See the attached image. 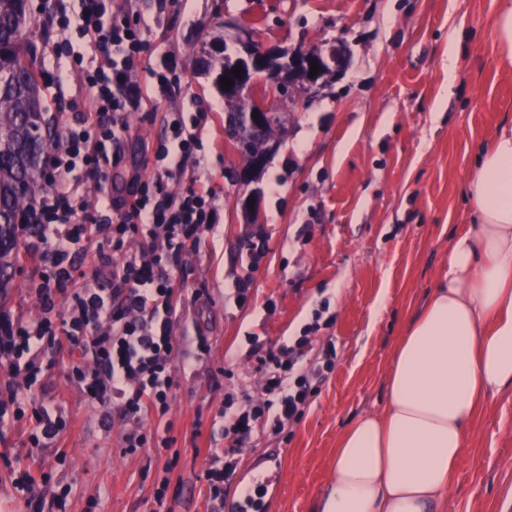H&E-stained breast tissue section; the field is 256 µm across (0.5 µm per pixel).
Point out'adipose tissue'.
<instances>
[{
    "label": "adipose tissue",
    "mask_w": 512,
    "mask_h": 512,
    "mask_svg": "<svg viewBox=\"0 0 512 512\" xmlns=\"http://www.w3.org/2000/svg\"><path fill=\"white\" fill-rule=\"evenodd\" d=\"M476 225L397 341L385 402L340 436L316 512H440L479 406L512 388V121L479 148Z\"/></svg>",
    "instance_id": "ef3b65f1"
}]
</instances>
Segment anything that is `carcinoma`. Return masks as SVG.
I'll return each mask as SVG.
<instances>
[{
	"instance_id": "obj_1",
	"label": "carcinoma",
	"mask_w": 512,
	"mask_h": 512,
	"mask_svg": "<svg viewBox=\"0 0 512 512\" xmlns=\"http://www.w3.org/2000/svg\"><path fill=\"white\" fill-rule=\"evenodd\" d=\"M28 0H0V294L11 286L19 239L15 215L36 191L54 139L47 133L43 89L31 52ZM200 69L229 76L230 57L202 51Z\"/></svg>"
}]
</instances>
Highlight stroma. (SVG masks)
<instances>
[{
	"instance_id": "obj_1",
	"label": "stroma",
	"mask_w": 512,
	"mask_h": 512,
	"mask_svg": "<svg viewBox=\"0 0 512 512\" xmlns=\"http://www.w3.org/2000/svg\"><path fill=\"white\" fill-rule=\"evenodd\" d=\"M496 0H190L180 13L141 10L152 31L137 77L164 53L177 56L184 85L170 102L184 113L208 112L199 156L202 179L222 188L223 212L200 254L178 279L185 297L178 333L206 336L210 353L195 371L174 370L165 416L144 428L171 437L168 448L121 453L128 426L118 406L87 400L69 378L68 342L54 349L45 401L72 426L49 449L24 447L19 427L0 426V512H237L245 489L265 485L258 512H313L333 475L339 435L360 414L384 404L393 345L448 262V240L472 225L466 178L474 148L512 120V66L496 58ZM254 30L273 48L326 49L342 43L345 65L318 92L282 110L278 149L250 186L236 178L245 161L224 149V100L202 74L201 48L230 40L224 19ZM462 52L448 67V34ZM164 133L160 113H132L126 161L115 185L143 167L147 145ZM263 239L253 260L248 240ZM36 260L21 256L0 309L32 320L27 288ZM253 279L238 303L236 282ZM319 322L314 351L331 350L332 370L314 381L303 417L281 433H257L235 473L213 498L208 449L225 447L226 393L262 399L256 350L294 345ZM32 478L31 495L14 481ZM169 486L163 499L154 491ZM442 512H512V390L492 396L473 422Z\"/></svg>"
}]
</instances>
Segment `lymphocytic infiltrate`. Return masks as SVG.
Segmentation results:
<instances>
[{"mask_svg":"<svg viewBox=\"0 0 512 512\" xmlns=\"http://www.w3.org/2000/svg\"><path fill=\"white\" fill-rule=\"evenodd\" d=\"M138 0H78L68 14L54 0L39 47L53 59L42 72L53 111L55 143L42 181L19 210L17 225L39 274L29 288L40 316L31 322L0 312V364L10 377L0 382V426L26 423L24 443L54 447L69 421L50 404L35 403L49 369L47 357L60 339L78 354L69 378L100 405L118 404L132 426L122 452L135 455L171 440L140 425L148 413L166 414L173 398L175 366L192 369L210 348L205 336H179L174 317L182 294L173 280L190 255L199 253L220 218L221 193L202 181L191 161L203 148L205 114L166 112L165 133L151 147L153 165L122 188H109L110 175L125 158L130 113L144 104L160 107L181 88L176 56L163 55L152 70V89L135 73L151 31ZM83 50H75V42ZM78 93H68L69 80ZM182 181V190L169 188ZM96 243L89 252L88 243ZM266 404L224 402L223 463L207 469L213 495L238 465L241 447L256 428L279 433L298 421L312 393L309 370L296 354L267 353L260 360Z\"/></svg>","mask_w":512,"mask_h":512,"instance_id":"lymphocytic-infiltrate-1","label":"lymphocytic infiltrate"}]
</instances>
